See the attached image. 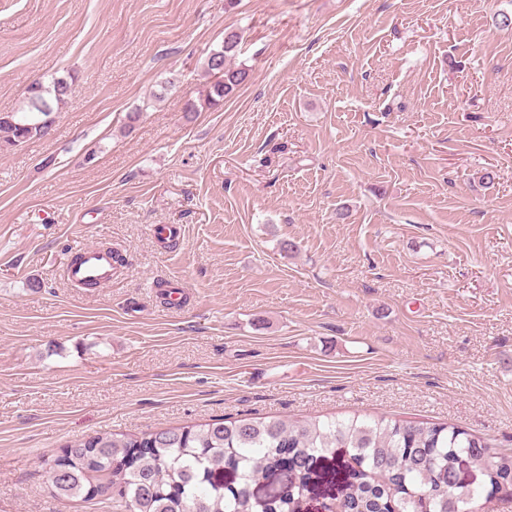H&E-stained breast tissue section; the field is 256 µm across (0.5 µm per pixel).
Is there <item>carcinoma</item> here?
I'll return each instance as SVG.
<instances>
[{
    "label": "carcinoma",
    "instance_id": "obj_1",
    "mask_svg": "<svg viewBox=\"0 0 512 512\" xmlns=\"http://www.w3.org/2000/svg\"><path fill=\"white\" fill-rule=\"evenodd\" d=\"M240 43L234 30L212 52L215 77L205 104L216 106L241 86L247 69L230 64ZM72 76L39 82L25 107L0 112V148L44 137L73 93ZM345 448L357 464L338 512H477L481 493L512 490V452L495 453L458 425L387 416L320 417L303 422L216 418L196 426L166 427L117 437L76 439L65 457L44 460L53 494L61 500L102 497L119 512H302L318 480L314 459ZM483 473L476 490L446 478L457 458ZM235 474L226 486L225 470ZM287 470L288 491L266 501L252 489L268 473Z\"/></svg>",
    "mask_w": 512,
    "mask_h": 512
}]
</instances>
